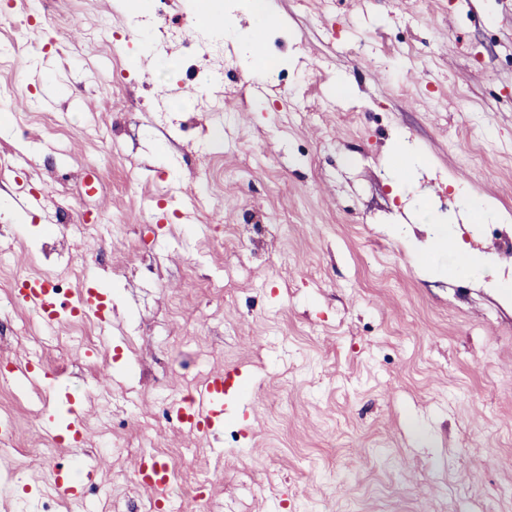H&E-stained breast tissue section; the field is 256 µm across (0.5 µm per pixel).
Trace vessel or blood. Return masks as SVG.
Instances as JSON below:
<instances>
[{"instance_id":"1","label":"vessel or blood","mask_w":512,"mask_h":512,"mask_svg":"<svg viewBox=\"0 0 512 512\" xmlns=\"http://www.w3.org/2000/svg\"><path fill=\"white\" fill-rule=\"evenodd\" d=\"M15 298L23 306L32 310L46 327L59 323L64 314H83L94 317L102 335H109L112 326L111 314L103 310L102 298L94 289L85 288L71 299L60 300L50 282L43 278H25L15 292ZM10 374L18 388H41L47 374L42 366L28 357H14L10 360ZM236 367H224L210 372L189 395L171 401L168 410L174 413L180 432L197 437L215 435L219 429L227 406L224 396L241 377ZM48 401H40L35 412L42 430L52 437L68 432L71 437L73 457L86 473L102 468L103 457L91 456L81 448L84 416L80 410L70 412L65 428H58L53 417L48 416ZM129 470L139 490L158 508L169 505L173 492L172 470L167 463L156 456L143 453L129 462ZM51 484L55 493L79 504L81 512H98L97 505L87 499L84 487L74 480L71 472L51 470L49 476H36L31 481L35 490H42L44 484Z\"/></svg>"}]
</instances>
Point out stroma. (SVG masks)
<instances>
[{"label":"stroma","instance_id":"stroma-1","mask_svg":"<svg viewBox=\"0 0 512 512\" xmlns=\"http://www.w3.org/2000/svg\"><path fill=\"white\" fill-rule=\"evenodd\" d=\"M222 4L219 54L198 0H43L22 25L0 0V353L40 357L81 401L82 446L111 461L89 479L102 512H150L127 462L154 451L206 479L178 512H512V294L451 277L452 253L417 261L449 217L469 250L512 258V223L457 219L461 186L512 216V0H265L289 48L261 62L241 51L251 0ZM229 56L233 80L183 95L188 64ZM277 57L317 92L279 81ZM401 137L425 164L397 182ZM91 269L108 338L92 318L45 328L2 286L75 293ZM227 365L253 382L246 415L180 434L165 404ZM35 397L0 375V512L71 466Z\"/></svg>","mask_w":512,"mask_h":512}]
</instances>
